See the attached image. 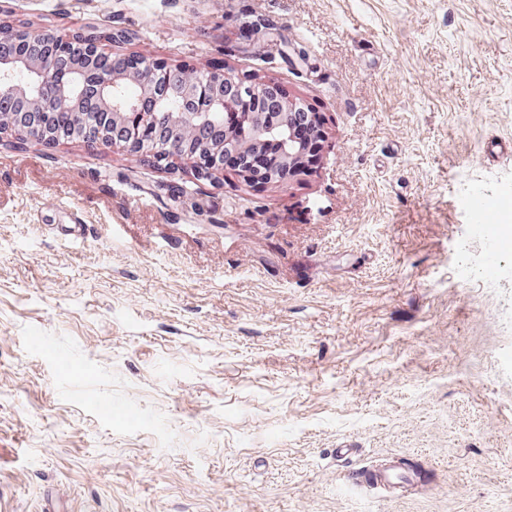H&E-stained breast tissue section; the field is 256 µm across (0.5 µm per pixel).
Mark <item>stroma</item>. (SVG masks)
Instances as JSON below:
<instances>
[{
	"mask_svg": "<svg viewBox=\"0 0 512 512\" xmlns=\"http://www.w3.org/2000/svg\"><path fill=\"white\" fill-rule=\"evenodd\" d=\"M237 3L0 0L325 120L259 188L0 133V512H512V253L476 209L512 193V0H255L247 40ZM389 456L435 485L350 489Z\"/></svg>",
	"mask_w": 512,
	"mask_h": 512,
	"instance_id": "stroma-1",
	"label": "stroma"
}]
</instances>
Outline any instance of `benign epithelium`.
Returning a JSON list of instances; mask_svg holds the SVG:
<instances>
[{"instance_id":"1","label":"benign epithelium","mask_w":512,"mask_h":512,"mask_svg":"<svg viewBox=\"0 0 512 512\" xmlns=\"http://www.w3.org/2000/svg\"><path fill=\"white\" fill-rule=\"evenodd\" d=\"M36 43L47 49L42 57L34 60L23 54L14 58L0 57V96L19 97L24 108L17 118L9 125H0V129L9 128L20 141L34 140L52 144L56 137L47 131L33 135L29 122L31 117H45V112L66 111L81 118H87L84 112L86 100L93 98L99 112L96 114L95 126L76 128L71 137L85 140L93 135V141L109 148H126L130 151H141V139L138 124H152L156 113L165 107L166 95L161 93L158 77L170 69L165 62L152 60L138 54H130L129 68L121 73L114 71H97L91 65L77 66L67 80H56V60L69 54L77 45L84 46V54L93 60L102 52V48L91 40L82 37L78 31L60 32L45 28L38 32H28L20 47L26 43ZM26 72L39 81L56 82L55 90L50 97H45L31 90L27 84L21 85L13 79L18 72ZM135 84L140 89V96L125 102L117 103L112 91ZM237 89L238 95L249 96L256 101L274 93L279 85L273 81L246 82L222 70H210L203 74L184 75L180 95L186 108L177 114L170 115V124L177 130L184 142L194 137L197 125L211 117L221 114L229 106V89ZM307 109V106L295 100H283L278 112L270 115L265 112H246L240 120V127L232 137L211 143L196 150L190 166L200 176L218 177L224 175V154L231 151L239 155H248L268 142L277 144L281 156L280 179L290 181L308 173L305 159V145L301 143L293 131L292 118L294 113ZM137 116V123L129 126L125 142L116 144L108 133L111 124L125 122L131 115Z\"/></svg>"}]
</instances>
